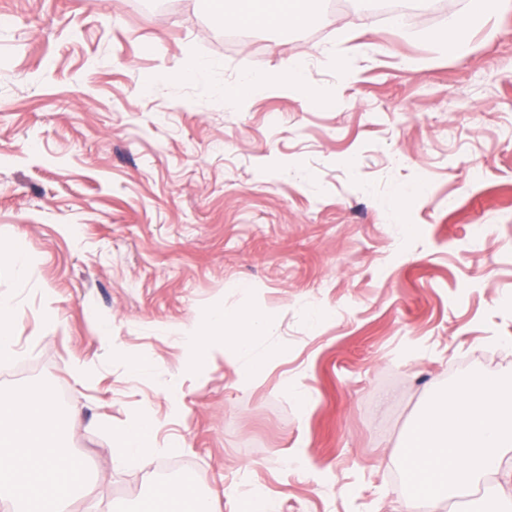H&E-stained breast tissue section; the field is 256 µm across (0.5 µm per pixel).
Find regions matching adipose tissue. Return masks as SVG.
Masks as SVG:
<instances>
[{"mask_svg": "<svg viewBox=\"0 0 512 512\" xmlns=\"http://www.w3.org/2000/svg\"><path fill=\"white\" fill-rule=\"evenodd\" d=\"M302 4L303 0H235L232 9L222 10L220 17L228 23L299 28L309 21ZM488 20L485 13L450 17L435 38L448 52L465 53L473 29ZM274 89H290L314 102L326 98L324 91L308 85L304 64L295 58L285 61L274 74L243 76L225 96L233 102L243 94ZM261 322L257 313L215 312L182 327L180 341L190 362L203 374L209 363L226 352L251 357L254 332ZM74 423V417L59 413L51 390L0 392V501L7 492L20 489L26 497L22 512H70L79 489L73 475L80 471L81 464L63 450L61 440ZM157 425L154 418L140 420L120 433L112 450L113 465L151 455ZM163 507L170 512H214L212 499L201 495L190 478L158 487L144 512H159Z\"/></svg>", "mask_w": 512, "mask_h": 512, "instance_id": "adipose-tissue-1", "label": "adipose tissue"}]
</instances>
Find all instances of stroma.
I'll return each instance as SVG.
<instances>
[{"label": "stroma", "mask_w": 512, "mask_h": 512, "mask_svg": "<svg viewBox=\"0 0 512 512\" xmlns=\"http://www.w3.org/2000/svg\"><path fill=\"white\" fill-rule=\"evenodd\" d=\"M454 2L401 0L390 26L374 0H309L305 26L230 45L204 0H0V243L28 257L0 269L24 311L0 391L77 413L66 444L97 482L74 512H136L187 473L217 512L257 492L275 512H429L400 471L408 427L458 378L512 375V0L463 55L428 37ZM291 57L333 102L226 103ZM191 59L215 68L157 80ZM220 307L263 313L262 371L186 362L178 330ZM145 416L156 452L113 467Z\"/></svg>", "instance_id": "35a3bbf8"}]
</instances>
